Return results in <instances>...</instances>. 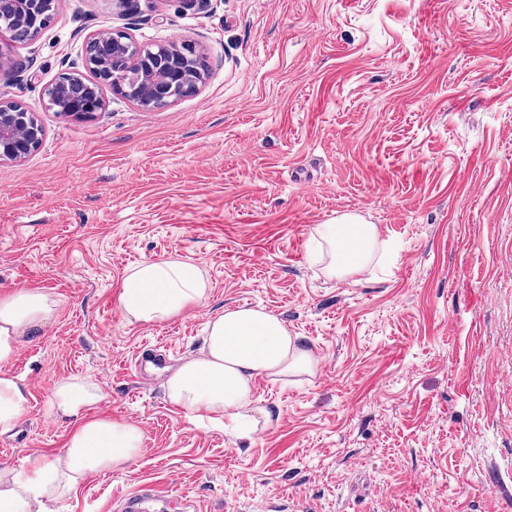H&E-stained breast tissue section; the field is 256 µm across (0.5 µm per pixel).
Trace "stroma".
Listing matches in <instances>:
<instances>
[{"mask_svg":"<svg viewBox=\"0 0 512 512\" xmlns=\"http://www.w3.org/2000/svg\"><path fill=\"white\" fill-rule=\"evenodd\" d=\"M204 50L199 90L158 109L104 87L93 118L41 108L83 67L89 32ZM0 95L37 107L40 148L0 163V292L59 306L17 348L27 401L0 467L62 454L54 386L97 383L98 415L144 434L140 457L51 512H512V0H60L31 40H0ZM378 225L390 261L346 279L315 228ZM179 256L205 302L130 323L119 284ZM261 307L318 359L255 382L250 438L172 405V368L210 319ZM161 493L153 486H144L124 495L114 502V510L118 512H143L150 501H153L156 494Z\"/></svg>","mask_w":512,"mask_h":512,"instance_id":"obj_1","label":"stroma"}]
</instances>
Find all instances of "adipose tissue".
<instances>
[{
    "label": "adipose tissue",
    "instance_id": "obj_1",
    "mask_svg": "<svg viewBox=\"0 0 512 512\" xmlns=\"http://www.w3.org/2000/svg\"><path fill=\"white\" fill-rule=\"evenodd\" d=\"M325 245L329 277L365 271L378 255L391 251L377 225L344 216L318 225ZM208 281L193 263L169 258L144 261L129 268L120 284L119 303L126 318L155 324L201 304ZM49 293L16 288L0 296V432L10 430L26 402L22 379L10 370L21 339L42 327L58 307ZM317 361L277 316L261 308L227 310L207 324L198 355L187 358L165 382L171 404L193 420L229 422L250 437L271 423L269 412L256 408L253 386L262 378L284 384L300 375H314ZM100 387L68 378L51 395L54 414L74 420L63 454L55 459H28L20 470L0 469V512H47L50 501L74 491L93 473L114 470L141 454L144 434L133 422L96 415L103 400Z\"/></svg>",
    "mask_w": 512,
    "mask_h": 512
}]
</instances>
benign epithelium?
<instances>
[{
  "label": "benign epithelium",
  "mask_w": 512,
  "mask_h": 512,
  "mask_svg": "<svg viewBox=\"0 0 512 512\" xmlns=\"http://www.w3.org/2000/svg\"><path fill=\"white\" fill-rule=\"evenodd\" d=\"M11 23L39 33L49 23L58 0H8ZM203 55L190 45L139 43L122 29L89 33L84 43L82 72L61 74L44 90L41 106L64 117L81 118L103 106V87L123 93L139 106L160 100L172 103L195 92L203 77L181 59ZM37 108L0 95V162H20L37 150L45 137Z\"/></svg>",
  "instance_id": "obj_1"
}]
</instances>
